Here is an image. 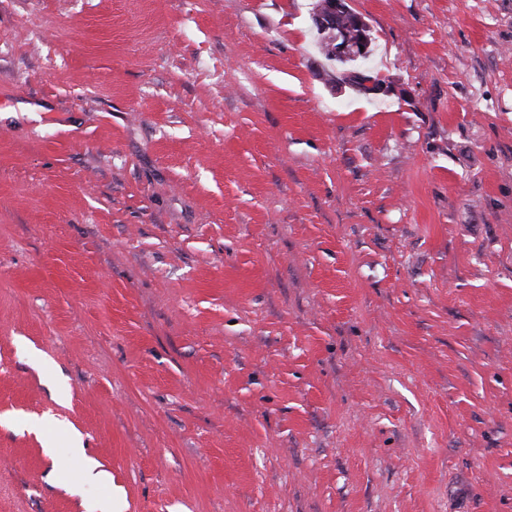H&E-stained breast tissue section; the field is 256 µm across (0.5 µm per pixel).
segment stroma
<instances>
[{"mask_svg": "<svg viewBox=\"0 0 512 512\" xmlns=\"http://www.w3.org/2000/svg\"><path fill=\"white\" fill-rule=\"evenodd\" d=\"M0 0V512H512V0ZM327 9L325 12L319 13L313 17V25L318 28L322 33L329 31L333 36L332 44L335 46L336 55L333 54V51L330 49L331 39L332 37L328 32L325 34H321L316 30L318 35V45L319 49L325 58L329 61H334L342 67L346 66H354L358 65L361 62V59H355L353 57H348L346 59L336 58L342 57L345 58L347 55H353L352 50L357 52V55L364 54L368 49V42L365 33L363 32L364 28V19L361 16H356L353 18L352 22L355 26L359 27L360 33L358 37L354 41H350V35L353 37V31L349 28L350 19L355 14H359L355 12L351 7L350 10L353 12V15L346 17L344 20L340 21V25L348 28L347 29L340 27L338 25V18L346 11L345 3L346 0H328L327 1ZM334 20H336V33L334 30H331L332 27H335ZM360 46H363V49H360Z\"/></svg>", "mask_w": 512, "mask_h": 512, "instance_id": "35a3bbf8", "label": "stroma"}]
</instances>
